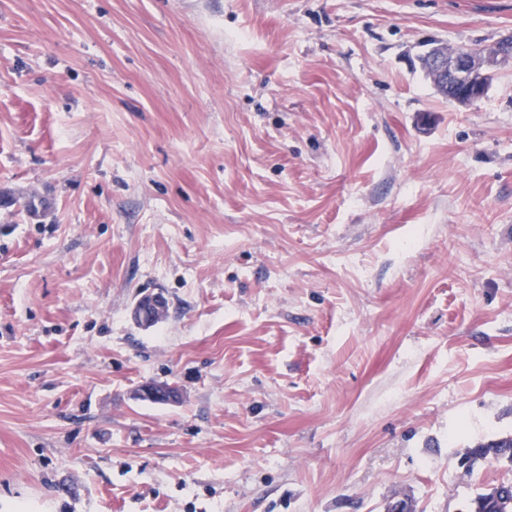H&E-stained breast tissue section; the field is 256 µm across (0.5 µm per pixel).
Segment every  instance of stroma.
<instances>
[{"instance_id":"stroma-1","label":"stroma","mask_w":512,"mask_h":512,"mask_svg":"<svg viewBox=\"0 0 512 512\" xmlns=\"http://www.w3.org/2000/svg\"><path fill=\"white\" fill-rule=\"evenodd\" d=\"M508 36L512 0H0V512L512 481L459 465L512 434V67L462 107L411 64ZM163 301L164 296L159 293L141 297L132 311L134 321L142 327L154 325L157 319L151 313L154 309H162L164 307ZM140 396L148 398L156 404H170L179 396V391L171 384L150 382L141 388Z\"/></svg>"}]
</instances>
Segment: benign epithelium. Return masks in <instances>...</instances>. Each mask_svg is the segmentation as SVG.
<instances>
[{
	"label": "benign epithelium",
	"instance_id": "benign-epithelium-1",
	"mask_svg": "<svg viewBox=\"0 0 512 512\" xmlns=\"http://www.w3.org/2000/svg\"><path fill=\"white\" fill-rule=\"evenodd\" d=\"M416 60L435 83L448 88L455 103L471 107L485 97L488 77L504 66H512V37L490 46L466 48L450 56L436 52V45L431 44L416 56ZM163 307L162 294L147 295L136 302L132 317L138 325L150 327L156 323L152 311ZM140 396L156 404H170L179 396V391L171 384L150 382L141 388Z\"/></svg>",
	"mask_w": 512,
	"mask_h": 512
}]
</instances>
